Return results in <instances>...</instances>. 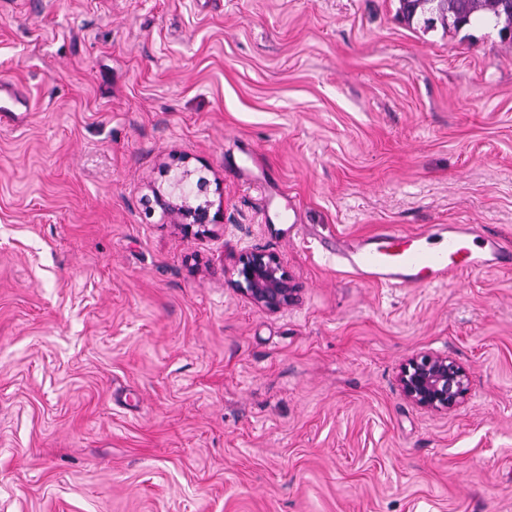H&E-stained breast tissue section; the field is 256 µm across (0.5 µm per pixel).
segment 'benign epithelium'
I'll return each instance as SVG.
<instances>
[{
    "label": "benign epithelium",
    "instance_id": "1",
    "mask_svg": "<svg viewBox=\"0 0 512 512\" xmlns=\"http://www.w3.org/2000/svg\"><path fill=\"white\" fill-rule=\"evenodd\" d=\"M192 171L185 169L174 178L168 193L154 192V203L170 214L185 234L199 233L211 224L209 201L196 202L207 195L209 182L200 177L193 188ZM237 280L234 286L240 295L253 305L278 313L295 304L298 288L284 269L279 257L263 249L242 252L236 261ZM402 395L421 410L446 414L457 410L466 400L470 380L466 370L446 355L419 353L406 360L398 377Z\"/></svg>",
    "mask_w": 512,
    "mask_h": 512
}]
</instances>
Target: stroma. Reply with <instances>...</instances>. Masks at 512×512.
<instances>
[{
  "mask_svg": "<svg viewBox=\"0 0 512 512\" xmlns=\"http://www.w3.org/2000/svg\"><path fill=\"white\" fill-rule=\"evenodd\" d=\"M0 512H512V267L360 281L337 236L512 246V34L399 0H0ZM210 182L187 235L147 200ZM299 288L235 291L241 251ZM433 352L457 410L397 377ZM27 98L11 82H0V112H25L28 111ZM234 286L253 305L271 313L288 310L298 298V288L279 257L263 249L242 252L236 261ZM398 384L408 401L433 414L457 410L470 390L466 370L447 355L434 353L408 358L401 367Z\"/></svg>",
  "mask_w": 512,
  "mask_h": 512,
  "instance_id": "1",
  "label": "stroma"
}]
</instances>
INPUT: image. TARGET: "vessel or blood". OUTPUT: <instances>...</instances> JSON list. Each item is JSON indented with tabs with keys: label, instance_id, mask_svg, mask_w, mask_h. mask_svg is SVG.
I'll return each mask as SVG.
<instances>
[{
	"label": "vessel or blood",
	"instance_id": "1",
	"mask_svg": "<svg viewBox=\"0 0 512 512\" xmlns=\"http://www.w3.org/2000/svg\"><path fill=\"white\" fill-rule=\"evenodd\" d=\"M26 97L0 82V112H24ZM512 251L474 224H437L418 233L395 226L365 237H343L337 257L363 282L395 288H424L475 270L504 267Z\"/></svg>",
	"mask_w": 512,
	"mask_h": 512
}]
</instances>
